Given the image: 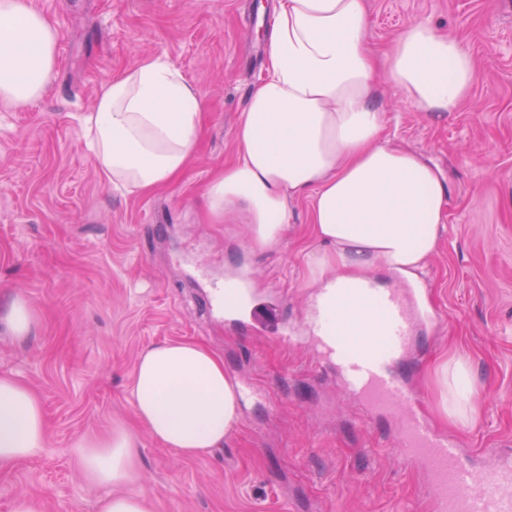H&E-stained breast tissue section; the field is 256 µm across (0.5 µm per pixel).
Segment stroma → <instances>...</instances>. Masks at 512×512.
Segmentation results:
<instances>
[{
  "mask_svg": "<svg viewBox=\"0 0 512 512\" xmlns=\"http://www.w3.org/2000/svg\"><path fill=\"white\" fill-rule=\"evenodd\" d=\"M58 33L43 95L0 108V297H21L26 339L0 324V375L39 396L48 440L36 459L0 468V512L40 500L42 512H96L73 444L115 422L134 424L130 387L147 347L193 340L224 358L244 398L239 426L210 454L184 459L142 436L135 487L150 512H431L422 473L399 463L397 421L360 422L305 325L310 299L308 199L277 246L255 251L246 225L210 223L203 192L237 151V123L266 62L276 0H28ZM370 42L387 47L414 19L461 39L478 63L457 111L422 110L378 76L385 133L444 176L445 229L427 265L433 325L407 360L420 413L472 454L512 449V0H369ZM163 56L195 84L205 130L174 184L126 194L104 181L81 118L103 83ZM247 271L251 296L276 298L298 330L286 344L208 314L202 294ZM474 390L461 421L455 361Z\"/></svg>",
  "mask_w": 512,
  "mask_h": 512,
  "instance_id": "obj_1",
  "label": "stroma"
}]
</instances>
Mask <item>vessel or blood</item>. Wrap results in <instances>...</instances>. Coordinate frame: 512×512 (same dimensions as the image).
Instances as JSON below:
<instances>
[{
	"label": "vessel or blood",
	"mask_w": 512,
	"mask_h": 512,
	"mask_svg": "<svg viewBox=\"0 0 512 512\" xmlns=\"http://www.w3.org/2000/svg\"><path fill=\"white\" fill-rule=\"evenodd\" d=\"M357 302L383 318L378 335L369 342L334 335L332 300L310 301L306 320L324 357L337 359L344 389L362 402L364 422L377 416L397 419L400 462L424 473L436 512H512V460L489 450L485 456L491 469L476 470L463 459L457 442L433 432L417 410L415 389L396 372L417 330L402 292L369 287L362 289Z\"/></svg>",
	"instance_id": "b4317fda"
}]
</instances>
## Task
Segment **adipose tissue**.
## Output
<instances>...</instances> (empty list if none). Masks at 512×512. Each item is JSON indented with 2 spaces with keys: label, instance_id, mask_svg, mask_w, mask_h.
Segmentation results:
<instances>
[{
  "label": "adipose tissue",
  "instance_id": "adipose-tissue-1",
  "mask_svg": "<svg viewBox=\"0 0 512 512\" xmlns=\"http://www.w3.org/2000/svg\"><path fill=\"white\" fill-rule=\"evenodd\" d=\"M368 0H278L266 46V74L239 115L238 153L206 185L212 223L237 217L254 249L276 246L293 220L291 203L310 200L314 245L309 287L339 291L346 330L371 340L381 327L355 304L381 267L424 288L448 192L440 170L387 140L376 78L427 112H453L476 78L473 56L423 19L384 53L368 43ZM56 27L28 0H0V106L21 108L45 91L58 65ZM196 87L167 59L147 57L112 77L86 114V149L102 178L126 193L173 184L203 131ZM241 393L222 356L181 340L139 356L131 402L142 429L180 457L222 447L240 420ZM48 433L43 408L22 381L0 377V467L39 456ZM84 476L108 488L97 512H149L136 479L139 442L120 423L76 443Z\"/></svg>",
  "mask_w": 512,
  "mask_h": 512
}]
</instances>
